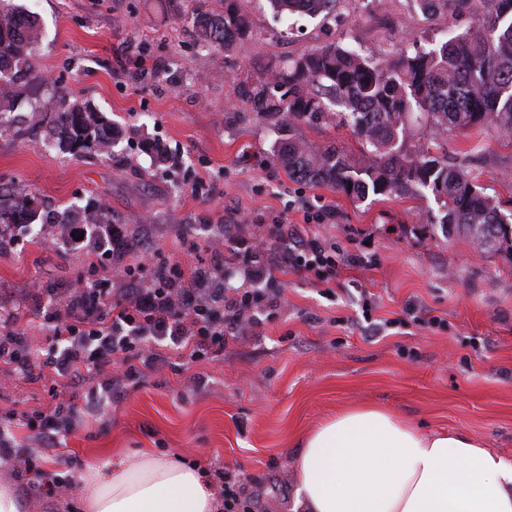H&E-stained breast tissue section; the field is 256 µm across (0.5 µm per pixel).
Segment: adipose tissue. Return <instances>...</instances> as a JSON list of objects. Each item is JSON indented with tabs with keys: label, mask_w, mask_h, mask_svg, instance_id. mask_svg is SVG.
Here are the masks:
<instances>
[{
	"label": "adipose tissue",
	"mask_w": 512,
	"mask_h": 512,
	"mask_svg": "<svg viewBox=\"0 0 512 512\" xmlns=\"http://www.w3.org/2000/svg\"><path fill=\"white\" fill-rule=\"evenodd\" d=\"M293 512H512V464L457 430L354 407L299 435ZM87 512H217L199 464L119 454L83 476Z\"/></svg>",
	"instance_id": "ef3b65f1"
}]
</instances>
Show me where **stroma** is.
I'll return each instance as SVG.
<instances>
[{
	"label": "stroma",
	"mask_w": 512,
	"mask_h": 512,
	"mask_svg": "<svg viewBox=\"0 0 512 512\" xmlns=\"http://www.w3.org/2000/svg\"><path fill=\"white\" fill-rule=\"evenodd\" d=\"M35 16L38 77L19 79L20 96L0 134V208L14 188L31 192L37 220L0 223V300L31 284L59 290L87 248L59 240L64 209L102 205L135 243L118 261L153 255L170 262L208 257L224 239L249 233L247 218L298 224L302 206L336 211L323 235L344 251L375 256L372 267L340 265L329 284L284 271L261 283L279 296L254 333L223 357L172 360L63 440L66 453L42 467L46 481H81L85 465L146 449L205 467L212 482L243 475L247 512H292L295 442L304 431L354 406L374 405L419 429H454L512 463V262L435 223L432 197L410 193L354 201L326 186L289 180L276 145L291 137L359 156L348 128L281 126L255 116L244 82L331 43L371 59L442 41L448 17H424L415 0H338L328 17H288L268 0H237L246 36L231 51L199 46L195 8L220 14L222 0H15ZM458 29L471 22H454ZM81 101L124 134L110 154L76 157L48 146L47 127H30L33 107L54 114ZM160 142L167 165L147 143ZM448 162L498 200L512 198V141L485 128L448 136ZM208 194L192 195L195 175ZM184 243L196 252H181ZM371 300V322L362 304ZM439 326H399L408 303ZM50 379L0 385V420L35 415L51 400Z\"/></svg>",
	"instance_id": "1"
}]
</instances>
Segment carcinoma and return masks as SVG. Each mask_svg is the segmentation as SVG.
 <instances>
[{
  "mask_svg": "<svg viewBox=\"0 0 512 512\" xmlns=\"http://www.w3.org/2000/svg\"><path fill=\"white\" fill-rule=\"evenodd\" d=\"M337 0H270L278 14L328 15ZM431 16H474L478 24L428 50L401 51L376 62L331 43L291 60L274 80L247 84L243 98L259 115L272 113L289 123L331 119L348 126L362 144L351 159L338 146L317 148L301 140L279 143L277 158L288 178L329 186L363 200L369 194L401 196L430 193L448 230L470 237L480 249L512 260V208L504 209L485 194L470 174L448 164L441 140L450 131L484 127L512 141V0H418ZM197 40L206 48L230 51L248 29L234 0H224V14H196ZM34 20L12 0H0V100L16 95V78L31 73L30 54L38 40ZM328 89L322 97L316 87ZM340 108L338 112L330 107ZM418 122L416 149L405 146ZM49 145L74 156L87 151L107 154L119 130L88 105L63 102L49 126ZM37 211L29 192L19 189L12 206L0 209L3 224H32ZM102 209L66 210L56 221L59 237L72 224H105Z\"/></svg>",
  "mask_w": 512,
  "mask_h": 512,
  "instance_id": "carcinoma-1",
  "label": "carcinoma"
}]
</instances>
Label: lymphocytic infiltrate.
<instances>
[{
    "label": "lymphocytic infiltrate",
    "instance_id": "lymphocytic-infiltrate-1",
    "mask_svg": "<svg viewBox=\"0 0 512 512\" xmlns=\"http://www.w3.org/2000/svg\"><path fill=\"white\" fill-rule=\"evenodd\" d=\"M303 215V223L281 225L276 247H269L261 236L234 237L228 249L212 248L209 258L190 264L148 258L123 267V286L117 290L111 282L94 277L98 263L113 256V249L96 252L85 260L83 272L69 282L61 299L43 305L39 327L48 349L37 365L29 357L19 308L0 304V369L7 376L37 373L66 378L86 389L83 406L60 401L39 413L37 420H23L41 447H18L12 425L1 424L0 458L30 471L60 455L59 435L73 426L80 412L97 413L119 401L130 384L166 362L167 351L192 359L223 356L228 341L257 325L260 306H278V297H265L255 287L274 272H311L325 283L341 262L361 263V256L341 253L320 235L321 226L334 217L331 206L308 207ZM228 250L250 264L249 285L229 293L221 283ZM112 364L118 367L113 378L104 373Z\"/></svg>",
    "mask_w": 512,
    "mask_h": 512
}]
</instances>
